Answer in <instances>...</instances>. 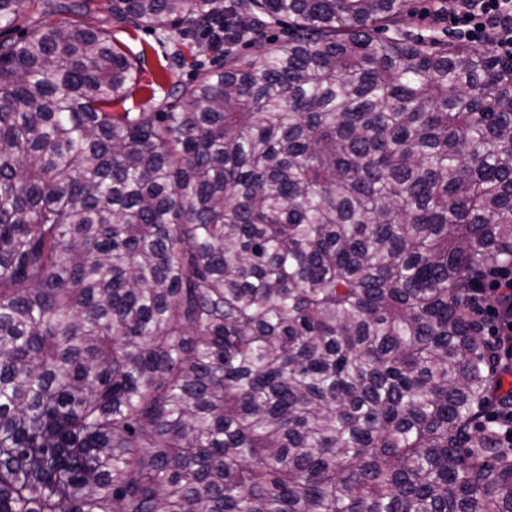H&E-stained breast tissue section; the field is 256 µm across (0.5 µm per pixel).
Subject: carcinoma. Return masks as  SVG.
<instances>
[{"instance_id":"carcinoma-1","label":"carcinoma","mask_w":512,"mask_h":512,"mask_svg":"<svg viewBox=\"0 0 512 512\" xmlns=\"http://www.w3.org/2000/svg\"><path fill=\"white\" fill-rule=\"evenodd\" d=\"M92 4L0 0V512H512L466 294L512 265V63L409 0H112L249 49L114 112Z\"/></svg>"}]
</instances>
